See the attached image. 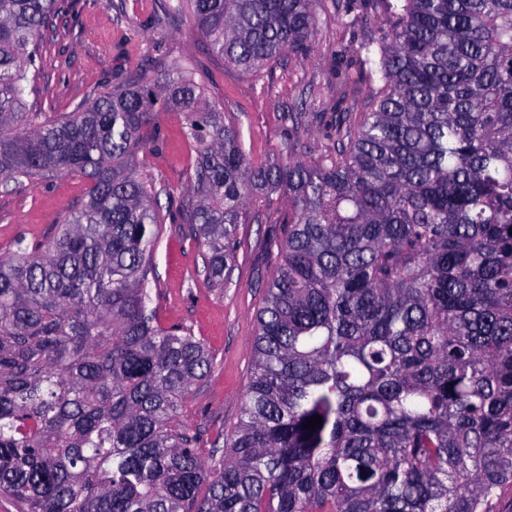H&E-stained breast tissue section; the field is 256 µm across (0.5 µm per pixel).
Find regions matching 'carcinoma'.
<instances>
[{
	"instance_id": "cac0c4a2",
	"label": "carcinoma",
	"mask_w": 512,
	"mask_h": 512,
	"mask_svg": "<svg viewBox=\"0 0 512 512\" xmlns=\"http://www.w3.org/2000/svg\"><path fill=\"white\" fill-rule=\"evenodd\" d=\"M157 2L246 72L309 53L322 13L349 23L342 0ZM374 2L387 23L328 77L332 146L306 160L289 138L255 165L180 64L27 111L73 4L0 0V184L88 183L47 242L0 257V495L19 512H492L512 488V0ZM159 112L194 152L173 210L138 172ZM272 192L288 233L239 421L205 458L180 408L213 358L160 322L153 257L166 221L193 224L224 284Z\"/></svg>"
}]
</instances>
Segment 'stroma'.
<instances>
[{
  "label": "stroma",
  "mask_w": 512,
  "mask_h": 512,
  "mask_svg": "<svg viewBox=\"0 0 512 512\" xmlns=\"http://www.w3.org/2000/svg\"><path fill=\"white\" fill-rule=\"evenodd\" d=\"M349 7L353 22L347 27L332 15L321 16L319 36L308 56L292 54L247 73L211 53L189 21L159 19L153 0H75L74 14L43 33L49 51L28 101L41 109L69 112L111 87L118 76L134 73L154 80L168 65L187 64L207 99L240 124L251 161L261 165L276 158L288 136L284 114L303 89L315 91L311 111L332 114L334 102L325 89L329 71L346 65L364 36L380 23L377 13L360 0H350ZM155 124L160 140L145 154L141 173L147 181L160 180L182 192L189 158L182 117L162 112ZM85 188V181L72 175L35 186L0 187V253L11 251L20 236L34 243L49 239L55 222L81 204ZM285 214L281 194L252 199L238 226L234 266L220 288L208 278L191 225L163 226L152 292L160 320L187 327L214 357L181 413L182 421L201 430L204 439L230 432L238 421L240 396L252 367L254 318L288 230Z\"/></svg>",
  "instance_id": "obj_1"
}]
</instances>
